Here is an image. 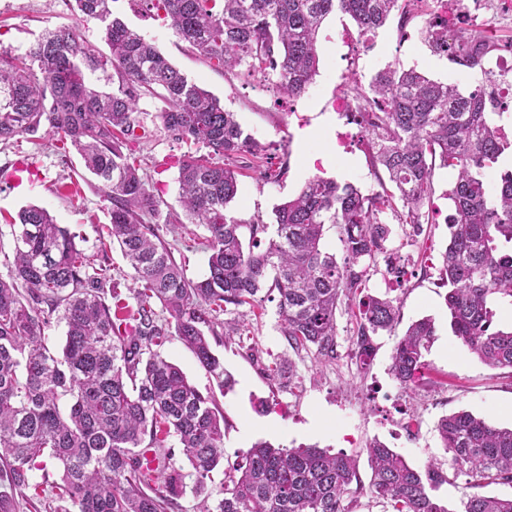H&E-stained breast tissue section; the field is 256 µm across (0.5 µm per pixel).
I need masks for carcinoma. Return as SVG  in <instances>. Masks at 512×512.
Here are the masks:
<instances>
[{
  "label": "carcinoma",
  "instance_id": "obj_1",
  "mask_svg": "<svg viewBox=\"0 0 512 512\" xmlns=\"http://www.w3.org/2000/svg\"><path fill=\"white\" fill-rule=\"evenodd\" d=\"M112 2L72 5L82 20L103 24L106 52L70 26L45 29L22 57L0 49V143L45 128L61 156L72 148L81 155L111 204L93 255L44 207L21 209L10 225L13 261L0 277V512H13L17 490L44 456L62 465L43 497L49 512H173L188 477L200 498L196 512H353L364 494L383 512H449L432 491L460 475L474 490L461 512H512V497L477 493L491 484L512 487V428L467 411L438 422L446 470L441 462L415 468L374 439L364 487L354 484L352 455L260 441L211 489V473L224 460V413L214 393L202 394L158 351L179 340L219 389H229L235 381L209 337L237 334L241 307L274 302L293 351L336 360L337 312L387 251L391 229L380 215L399 202L413 235H421L439 166L455 171L440 268L451 331L489 368L512 369V330L495 327L492 308L496 298H512V168H497L512 138L494 121L503 113L490 111L483 89L487 55L512 52V39L457 26L450 41L448 23L428 20L430 47L466 68L475 86L464 93L415 67H387L369 89L352 87L371 114L363 132L374 175L382 170L388 178L380 181L383 192L314 177L276 207L275 223L244 222L228 212L239 191L231 164L245 155L262 161L264 147L218 97L113 16ZM144 2L214 68L246 83L259 79L293 101L318 73V33L329 14L348 16L371 39L423 0ZM97 72L109 88L89 80ZM146 97L162 103L167 135L189 146L177 160L178 196L191 223L207 232L208 271L199 280L186 277L176 248L161 237L160 199L131 149L146 137L136 120ZM328 224L344 244L341 263L321 244ZM107 238L131 270L133 307L121 304ZM55 320L65 326L59 353L49 346ZM399 325L400 299L371 296L359 304L351 345L367 356L373 337L394 335ZM432 336L434 323L423 318L398 338L389 371L402 388L422 383ZM172 436L187 473L176 465Z\"/></svg>",
  "mask_w": 512,
  "mask_h": 512
}]
</instances>
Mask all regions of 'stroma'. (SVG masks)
<instances>
[{
  "mask_svg": "<svg viewBox=\"0 0 512 512\" xmlns=\"http://www.w3.org/2000/svg\"><path fill=\"white\" fill-rule=\"evenodd\" d=\"M112 10L154 42L190 81L236 112L242 127L265 146L272 162L287 160L286 174L271 180L259 176L248 159L234 162L239 193L230 212L243 221L259 215L264 222H272L275 207L293 198L315 175L353 183L368 194L379 192L366 138L335 110L337 93L349 91L346 77L351 72L368 80L389 65H416L442 82H456L466 74L449 58L432 54L419 35L438 10L435 0L413 9L406 24L391 20L369 42L359 36L348 17L329 15L320 30L319 73L307 92L292 102L279 98L267 84H245L211 68L139 0H114ZM58 26L76 27L83 40L101 42L99 23L79 20L66 0H0V46L13 54H24L45 28ZM159 108V102L150 98L139 104L136 118L148 137L141 140L137 154L150 185L160 188L161 210L167 213L180 208L176 160L186 147L165 134L157 117ZM84 173L80 155L60 156L45 133L0 145V230H7L10 218L22 208L38 205L47 208L57 223L77 232L78 243L88 254L97 253V229L109 221L108 203L101 191L82 183ZM76 180L81 193L73 203L59 188ZM452 180L450 170H436L427 207L429 222L421 237L411 238L409 225L392 212L381 215L391 228L388 249L415 272L409 283L394 290L400 299L402 325L423 317L435 322V336L426 354L428 383L414 393L402 391L389 371L396 339L386 333L375 337L376 349L368 360L359 361L351 350L354 318L342 312L337 316L336 361L324 365L309 354L294 357L293 384H270L266 368L282 360L288 350L278 330L276 308L267 304L264 314L250 318L239 335L212 346L236 381L233 390L219 398L225 419V462H234L260 440L286 448L316 446L359 456L357 475L366 484L371 471L361 453L371 440L386 443L409 464L421 467L446 458L436 431L445 415L465 410L498 426L512 427V371L484 365L448 325L447 290L436 263L448 242L451 203L447 194ZM248 421L256 429L246 439L241 430Z\"/></svg>",
  "mask_w": 512,
  "mask_h": 512,
  "instance_id": "stroma-1",
  "label": "stroma"
}]
</instances>
